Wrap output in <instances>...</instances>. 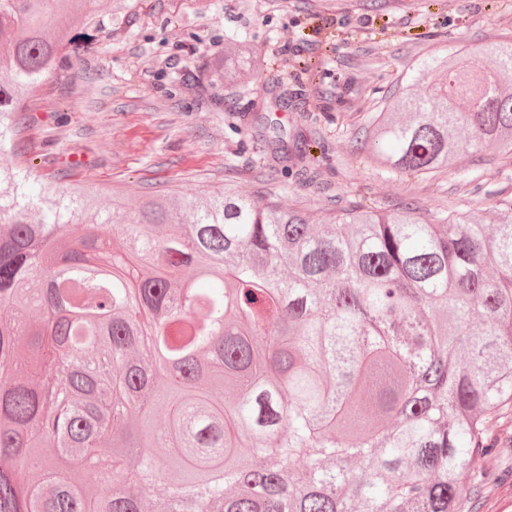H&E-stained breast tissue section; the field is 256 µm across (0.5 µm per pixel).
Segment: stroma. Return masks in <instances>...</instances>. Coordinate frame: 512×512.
I'll use <instances>...</instances> for the list:
<instances>
[{"instance_id":"obj_1","label":"stroma","mask_w":512,"mask_h":512,"mask_svg":"<svg viewBox=\"0 0 512 512\" xmlns=\"http://www.w3.org/2000/svg\"><path fill=\"white\" fill-rule=\"evenodd\" d=\"M63 55L23 114L14 163L135 207L143 195L234 191L313 223L342 208L448 209L498 221L512 159L492 150L448 172L369 164L360 131L421 61L512 38V0H127ZM246 40L268 58L209 91L178 75Z\"/></svg>"}]
</instances>
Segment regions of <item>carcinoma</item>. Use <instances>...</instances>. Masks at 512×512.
I'll use <instances>...</instances> for the list:
<instances>
[{
    "label": "carcinoma",
    "instance_id": "cac0c4a2",
    "mask_svg": "<svg viewBox=\"0 0 512 512\" xmlns=\"http://www.w3.org/2000/svg\"><path fill=\"white\" fill-rule=\"evenodd\" d=\"M71 10L100 28L98 0H0V155ZM261 69L238 41L209 86ZM510 78L512 39L420 62L366 127L368 162L512 157ZM0 222V512H479L471 494L512 476L475 466L512 456V215L319 227L234 193L102 210L9 165ZM61 261L94 278L58 283Z\"/></svg>",
    "mask_w": 512,
    "mask_h": 512
}]
</instances>
